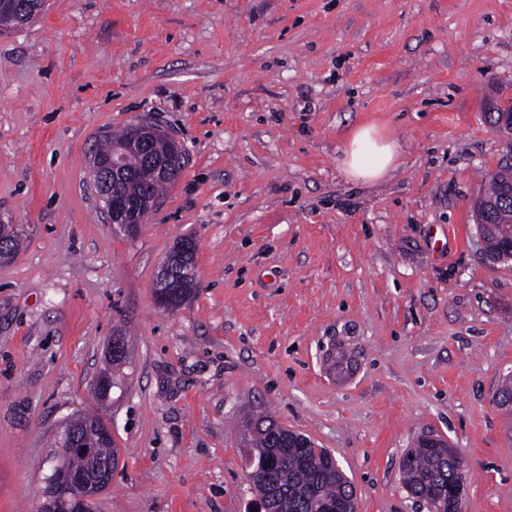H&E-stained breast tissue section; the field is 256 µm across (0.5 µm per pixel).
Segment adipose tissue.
Listing matches in <instances>:
<instances>
[{"instance_id": "adipose-tissue-1", "label": "adipose tissue", "mask_w": 512, "mask_h": 512, "mask_svg": "<svg viewBox=\"0 0 512 512\" xmlns=\"http://www.w3.org/2000/svg\"><path fill=\"white\" fill-rule=\"evenodd\" d=\"M342 173L353 180L374 183L382 180L394 167L398 155L392 142H375L373 129L359 127L343 150Z\"/></svg>"}]
</instances>
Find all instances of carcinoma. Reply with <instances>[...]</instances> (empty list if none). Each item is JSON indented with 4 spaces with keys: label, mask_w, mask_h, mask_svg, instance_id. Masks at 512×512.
I'll list each match as a JSON object with an SVG mask.
<instances>
[{
    "label": "carcinoma",
    "mask_w": 512,
    "mask_h": 512,
    "mask_svg": "<svg viewBox=\"0 0 512 512\" xmlns=\"http://www.w3.org/2000/svg\"><path fill=\"white\" fill-rule=\"evenodd\" d=\"M169 142L154 146L157 156H170L173 169L181 171L183 156L169 154ZM172 181L162 179L150 167L136 163V174L119 184L120 193L153 208ZM486 207L474 208V221L488 255L502 261L512 258V156L506 154L496 171L488 174L483 195ZM19 228L0 224V252L13 256L21 247ZM196 273L176 281L178 296L173 305L186 301L194 289ZM244 443L251 449L253 464L250 480L258 499L269 503L273 512H355L354 490L325 448L315 446L309 437L292 431L270 417L250 419L245 424ZM97 450L90 456L68 455L62 465L88 476L118 456L112 437L96 439ZM454 449L441 438L429 444L420 436L401 462L403 483L416 497H448L446 512H460V502L449 497L459 471L453 465Z\"/></svg>",
    "instance_id": "cac0c4a2"
}]
</instances>
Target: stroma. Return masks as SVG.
Returning a JSON list of instances; mask_svg holds the SVG:
<instances>
[{"label":"stroma","mask_w":512,"mask_h":512,"mask_svg":"<svg viewBox=\"0 0 512 512\" xmlns=\"http://www.w3.org/2000/svg\"><path fill=\"white\" fill-rule=\"evenodd\" d=\"M512 0H46L0 27V512H39L59 432L100 410L119 463L94 512H250L243 423L331 450L357 512H416L424 432L466 462L462 512H512V260L473 203L505 152ZM160 125L187 163L133 235L89 160ZM372 124L384 179L340 170ZM197 243L180 307L161 263ZM129 363L105 403L112 336ZM196 249V242L192 238H185L180 242L178 247L169 255V257L162 263L161 270L158 276L157 286L159 290L156 293L158 302L162 308L171 309L172 306L168 303L170 298L171 285V267L175 266L177 261L180 265H186V256L190 255Z\"/></svg>","instance_id":"35a3bbf8"}]
</instances>
